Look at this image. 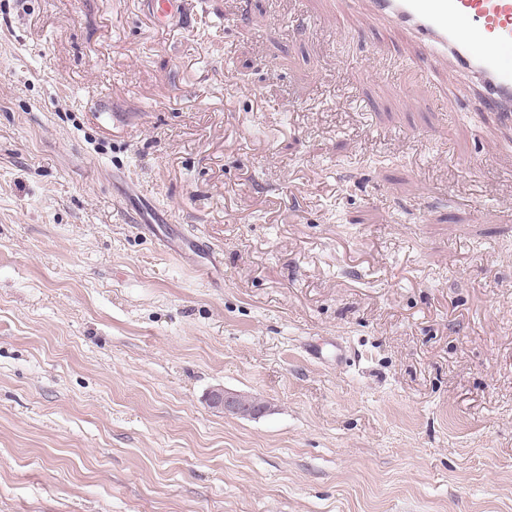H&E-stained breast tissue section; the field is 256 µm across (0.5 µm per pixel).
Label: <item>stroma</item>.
Masks as SVG:
<instances>
[{
	"label": "stroma",
	"mask_w": 512,
	"mask_h": 512,
	"mask_svg": "<svg viewBox=\"0 0 512 512\" xmlns=\"http://www.w3.org/2000/svg\"><path fill=\"white\" fill-rule=\"evenodd\" d=\"M304 2L0 0V512H512V126ZM148 10L154 19L155 26L164 31L167 22L184 13L183 0H146ZM210 401L213 405L224 409L225 413L233 415L258 414L265 409L260 403L248 401L241 394L223 390L214 391Z\"/></svg>",
	"instance_id": "obj_1"
}]
</instances>
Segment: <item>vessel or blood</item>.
I'll return each instance as SVG.
<instances>
[{"label":"vessel or blood","mask_w":512,"mask_h":512,"mask_svg":"<svg viewBox=\"0 0 512 512\" xmlns=\"http://www.w3.org/2000/svg\"><path fill=\"white\" fill-rule=\"evenodd\" d=\"M386 30L452 58L476 82L486 111L512 122V0H367ZM158 29L182 15L183 0H147Z\"/></svg>","instance_id":"obj_1"}]
</instances>
